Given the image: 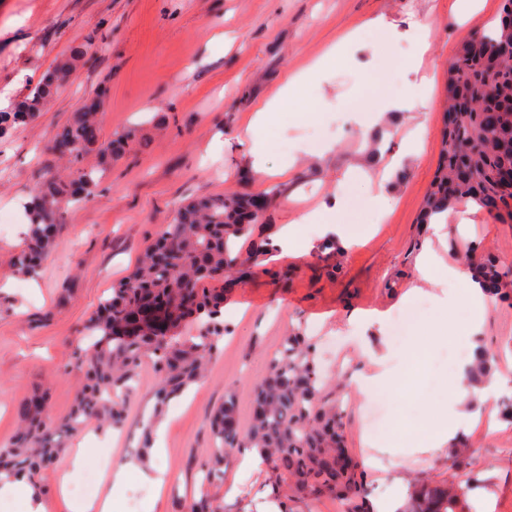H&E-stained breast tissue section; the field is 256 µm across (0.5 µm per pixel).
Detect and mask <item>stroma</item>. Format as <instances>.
I'll list each match as a JSON object with an SVG mask.
<instances>
[{"label":"stroma","mask_w":512,"mask_h":512,"mask_svg":"<svg viewBox=\"0 0 512 512\" xmlns=\"http://www.w3.org/2000/svg\"><path fill=\"white\" fill-rule=\"evenodd\" d=\"M456 0H0V91L28 93L43 73L75 47L87 50L69 81L38 120L10 127L0 137V211L19 218L0 237V445L16 432V407L35 392L48 393L46 412L71 410L82 382L72 345L92 312L129 275L135 261L187 198L222 192L259 193L278 185L279 202L264 215L255 241L269 251L265 270L246 269L224 279V338L204 378L166 408L151 452L164 469L162 493L131 476L121 512H186L201 491L224 512H259L266 469L245 470L242 455L224 458V478L205 486L198 460L212 445L211 414L233 393L240 433L251 426L254 394L269 357L294 328L314 337L327 384L322 396L345 410V443L364 471L370 499L381 505L394 484L411 493L422 479L473 477L465 499L470 512H512V422L496 407H478L455 436L460 447L431 449L437 414L447 399L452 370L448 349L493 351L494 371L512 378V303L485 310L476 335L462 331L470 316L459 306L444 340L424 337L439 320L438 301L453 288L444 273L421 282L417 258L432 245L445 262L465 250L512 265V224L490 214L450 210L445 235L422 223L424 200L443 154L448 63L459 46L487 30L502 0H483L470 14ZM381 17L386 25L369 27ZM404 34L390 37V29ZM342 61L305 88L317 112L301 117L291 106L261 129L269 144L267 172L246 163L248 122L292 75L308 69L349 34ZM224 37L216 48V37ZM427 85V100L411 111L387 113L380 124L364 120L385 99ZM106 96L100 137L130 134L126 154L108 170L97 194L64 205L57 245L32 278L16 276L13 256L23 243L24 205L39 177L63 169L49 149L56 131L81 101ZM418 137V152L407 141ZM331 142L322 156L317 146ZM396 165L391 207L372 208L370 196L388 165ZM367 176L345 180L351 168ZM338 221L357 239L341 254L281 253L279 231L335 196ZM410 315L408 336L394 343L389 365L399 377L390 390L363 396L356 384L376 350L378 324ZM342 343L347 368L324 357L326 342ZM426 342L417 357L414 344ZM157 377L143 365L127 400V421L101 450L96 424L71 436L40 482L49 512H70L60 479L72 458L86 451L90 471L102 473L136 461L143 426L152 415Z\"/></svg>","instance_id":"1"}]
</instances>
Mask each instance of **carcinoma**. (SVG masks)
Wrapping results in <instances>:
<instances>
[{"label": "carcinoma", "instance_id": "carcinoma-1", "mask_svg": "<svg viewBox=\"0 0 512 512\" xmlns=\"http://www.w3.org/2000/svg\"><path fill=\"white\" fill-rule=\"evenodd\" d=\"M86 55L76 47L71 56L47 72L12 112H0V124H27L40 118L64 83L74 63ZM99 103L76 107L56 133L54 143L75 180L48 175L37 184L26 209L29 224L24 245L14 257V271L32 277L56 244L60 205L91 199L125 138L104 141ZM448 111L452 125L444 130V154L426 199L421 223L435 214L473 203L498 205L495 218L512 224V189L504 175L512 171V18H499L481 39L464 43L448 64ZM97 151L94 166L84 164ZM257 198L239 193L210 196L179 205L173 222L149 245L131 273L112 286L84 325L91 344L75 345L73 359L84 382L69 414L57 421L44 414L46 395L35 394L17 407L19 431L0 446V474L21 475L43 493L41 470L54 463L73 433L94 421L118 429L125 420V399L136 389L143 363L157 373L155 415L196 384L224 337V289L212 284L244 266L263 267L266 249L253 237ZM472 276L492 294L503 293L512 277L493 259L471 263ZM193 324L196 333L183 335ZM493 354L481 349L471 365L473 384L490 379ZM325 383L315 349L305 337L290 333L268 360L266 377L257 386L252 424L242 436L234 396L229 394L211 420L213 443L199 461L202 482L224 475V455L256 448L269 465L268 482L278 495L280 512H291L288 489L298 493L333 494L347 512H373L365 496L364 474L349 463L344 444V412L321 398ZM459 483L424 480L400 512H462ZM189 512H223L209 494L193 500Z\"/></svg>", "mask_w": 512, "mask_h": 512}]
</instances>
